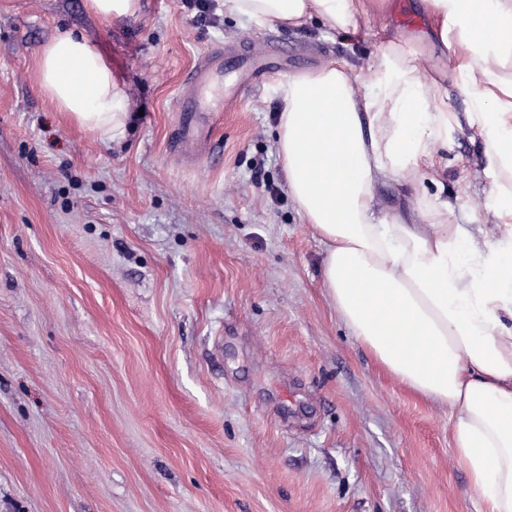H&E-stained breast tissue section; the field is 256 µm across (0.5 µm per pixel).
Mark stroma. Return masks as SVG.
Returning <instances> with one entry per match:
<instances>
[{
    "mask_svg": "<svg viewBox=\"0 0 512 512\" xmlns=\"http://www.w3.org/2000/svg\"><path fill=\"white\" fill-rule=\"evenodd\" d=\"M351 39L313 22L245 27L209 0H0V512H479L448 410L388 374L322 285L325 248L288 193L279 83L367 66L398 31L381 0ZM87 37L130 98L125 137L57 112L35 67ZM282 52L266 53L268 42ZM265 69L207 90L205 153L169 149L174 102L207 53ZM428 196L480 210L482 143L434 147ZM263 183H255L254 170ZM86 6L99 17H134L140 11V0H86Z\"/></svg>",
    "mask_w": 512,
    "mask_h": 512,
    "instance_id": "1",
    "label": "stroma"
}]
</instances>
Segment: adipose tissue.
I'll use <instances>...</instances> for the list:
<instances>
[{"instance_id": "ef3b65f1", "label": "adipose tissue", "mask_w": 512, "mask_h": 512, "mask_svg": "<svg viewBox=\"0 0 512 512\" xmlns=\"http://www.w3.org/2000/svg\"><path fill=\"white\" fill-rule=\"evenodd\" d=\"M453 66L437 73L393 35L370 65L330 62L279 85L277 153L288 192L325 246L322 278L359 343L417 395L447 406L456 458L482 512H512V0H428ZM375 0H224L261 29L312 20L342 39L373 22ZM40 91L79 126L124 137L128 96L83 35L40 50ZM468 101L492 179L474 223L448 219L428 196L389 213L380 188L416 187L447 140L444 82ZM492 233L494 247L477 238Z\"/></svg>"}]
</instances>
